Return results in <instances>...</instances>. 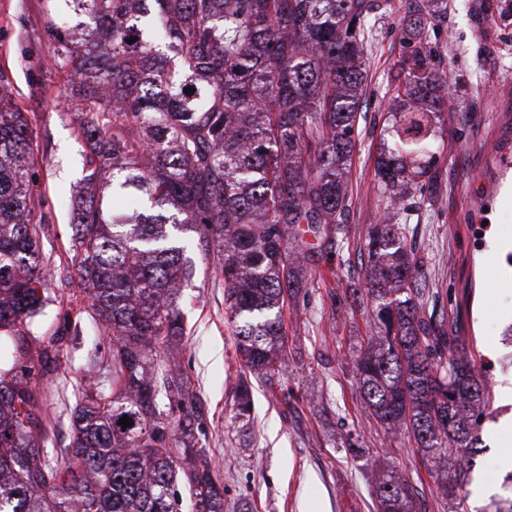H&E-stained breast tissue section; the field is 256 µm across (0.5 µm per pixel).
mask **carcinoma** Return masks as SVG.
Listing matches in <instances>:
<instances>
[{
  "instance_id": "cac0c4a2",
  "label": "carcinoma",
  "mask_w": 512,
  "mask_h": 512,
  "mask_svg": "<svg viewBox=\"0 0 512 512\" xmlns=\"http://www.w3.org/2000/svg\"><path fill=\"white\" fill-rule=\"evenodd\" d=\"M442 0H420L413 42L393 77L388 139L376 159L378 223L365 240L376 335L354 366L363 404L414 438L433 478L469 512L491 403L473 342L426 312L421 259L397 223L402 195L433 187L435 120L445 78L428 50ZM380 0H47L56 42L48 69L68 68L69 99L86 146L87 192L75 209L74 259L84 297L105 328L110 393L85 391L70 447L47 450L31 387L49 372L47 347L20 330L46 316L45 219L32 198V130L0 71V512H224V486L197 447L188 382L153 362L184 335L179 299L196 275L183 234L216 251L224 306L241 359L237 421L252 415L251 379L273 384L288 347L284 311L308 281L306 261L341 252L366 36ZM135 42L130 44L128 39ZM194 91L187 95L184 89ZM140 197L118 214L96 192ZM186 407L176 447L166 406ZM131 419L123 428L119 420ZM197 459L176 469L175 454ZM378 512H416L411 482L378 473Z\"/></svg>"
}]
</instances>
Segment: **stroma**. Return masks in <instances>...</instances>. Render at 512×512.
Listing matches in <instances>:
<instances>
[{
    "instance_id": "35a3bbf8",
    "label": "stroma",
    "mask_w": 512,
    "mask_h": 512,
    "mask_svg": "<svg viewBox=\"0 0 512 512\" xmlns=\"http://www.w3.org/2000/svg\"><path fill=\"white\" fill-rule=\"evenodd\" d=\"M448 11L429 40L435 64L448 77V105L436 127L442 185L431 197L413 193L400 223L408 225L424 259V285L459 333L476 339L488 370L492 415L481 433L484 450L468 486L472 512H484L503 492L500 464L512 448V403L501 387L512 377V0H447ZM45 0H0V71L33 130V192L46 221L39 246L52 304L29 325L54 330L80 293L72 221L83 187L84 143L67 103V79L46 75L55 42L44 31ZM416 0H386L368 34L364 55L365 120L357 129L347 178L343 222L350 251L363 246L379 219L375 160L391 108L389 83L398 70L404 24ZM187 255L196 276L180 300L186 333L162 360L188 378L199 412L195 437L224 485V512H375L377 463L402 472L423 493L428 512H450L432 479L434 465L402 434L387 432L365 410L353 364L372 331L371 302L349 306L348 284L361 281L360 263L333 258L336 275L323 279L314 258L303 289L285 317L288 359L274 390L254 384L253 422L232 423L239 379L233 326L214 252L189 233ZM108 342L98 321L83 315L67 333L56 369L35 381L46 418L48 447L72 440L71 413L87 381L108 388Z\"/></svg>"
}]
</instances>
